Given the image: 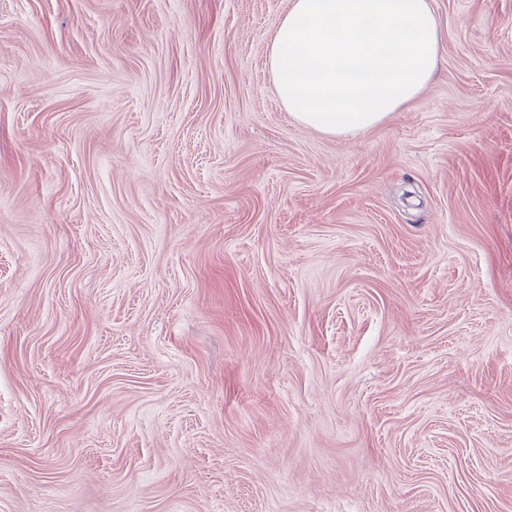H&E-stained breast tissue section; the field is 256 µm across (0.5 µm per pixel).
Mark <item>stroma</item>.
I'll return each mask as SVG.
<instances>
[{"label":"stroma","mask_w":512,"mask_h":512,"mask_svg":"<svg viewBox=\"0 0 512 512\" xmlns=\"http://www.w3.org/2000/svg\"><path fill=\"white\" fill-rule=\"evenodd\" d=\"M291 0H0V512H512V0L355 137Z\"/></svg>","instance_id":"1"}]
</instances>
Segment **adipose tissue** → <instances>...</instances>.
Instances as JSON below:
<instances>
[{
    "label": "adipose tissue",
    "instance_id": "obj_1",
    "mask_svg": "<svg viewBox=\"0 0 512 512\" xmlns=\"http://www.w3.org/2000/svg\"><path fill=\"white\" fill-rule=\"evenodd\" d=\"M267 63L296 121L355 135L416 101L440 66V31L429 0H292Z\"/></svg>",
    "mask_w": 512,
    "mask_h": 512
}]
</instances>
